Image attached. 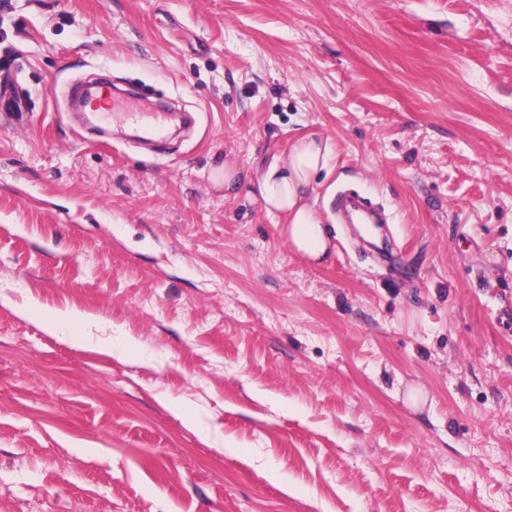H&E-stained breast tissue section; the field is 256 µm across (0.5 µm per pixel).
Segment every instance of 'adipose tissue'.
Returning a JSON list of instances; mask_svg holds the SVG:
<instances>
[{
	"mask_svg": "<svg viewBox=\"0 0 512 512\" xmlns=\"http://www.w3.org/2000/svg\"><path fill=\"white\" fill-rule=\"evenodd\" d=\"M331 153L328 140L308 134L248 185H241L237 169L228 165L217 169L213 180L222 185L228 195L246 189L248 198L260 202L267 214L283 217L295 252L317 261L327 255L330 241L323 228V217L312 200L313 182L327 167Z\"/></svg>",
	"mask_w": 512,
	"mask_h": 512,
	"instance_id": "ef3b65f1",
	"label": "adipose tissue"
}]
</instances>
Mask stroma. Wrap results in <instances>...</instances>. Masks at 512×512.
I'll list each match as a JSON object with an SVG mask.
<instances>
[{
  "label": "stroma",
  "instance_id": "obj_1",
  "mask_svg": "<svg viewBox=\"0 0 512 512\" xmlns=\"http://www.w3.org/2000/svg\"><path fill=\"white\" fill-rule=\"evenodd\" d=\"M3 61L0 512H512V0H0ZM303 133L321 262L210 178Z\"/></svg>",
  "mask_w": 512,
  "mask_h": 512
}]
</instances>
